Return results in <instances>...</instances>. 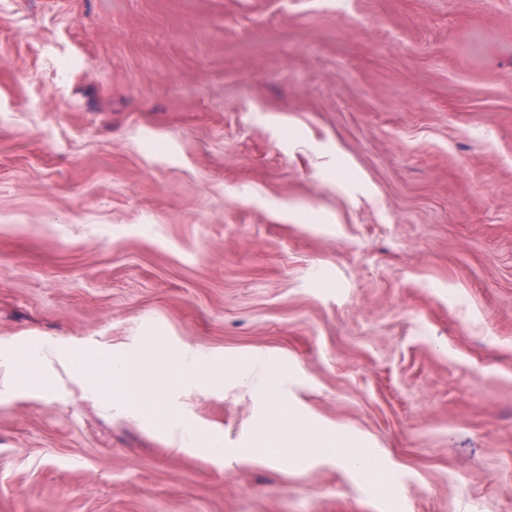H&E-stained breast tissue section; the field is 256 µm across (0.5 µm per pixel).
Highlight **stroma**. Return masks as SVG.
<instances>
[{"label":"stroma","mask_w":512,"mask_h":512,"mask_svg":"<svg viewBox=\"0 0 512 512\" xmlns=\"http://www.w3.org/2000/svg\"><path fill=\"white\" fill-rule=\"evenodd\" d=\"M149 341L225 447L258 355L389 477L71 375ZM0 512H512V0H0Z\"/></svg>","instance_id":"obj_1"}]
</instances>
